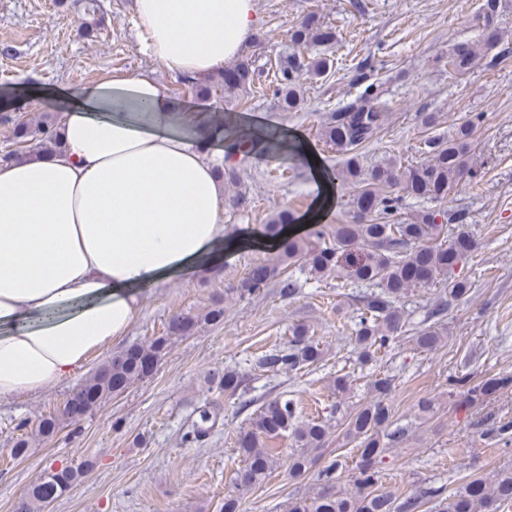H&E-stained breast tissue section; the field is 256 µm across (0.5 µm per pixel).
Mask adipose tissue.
<instances>
[{"mask_svg":"<svg viewBox=\"0 0 512 512\" xmlns=\"http://www.w3.org/2000/svg\"><path fill=\"white\" fill-rule=\"evenodd\" d=\"M144 49L200 75L233 59L254 0H134ZM61 151L0 162V401L44 393L130 327L142 294L220 264L224 193L202 115L152 73L64 97Z\"/></svg>","mask_w":512,"mask_h":512,"instance_id":"1","label":"adipose tissue"}]
</instances>
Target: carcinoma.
I'll list each match as a JSON object with an SVG mask.
<instances>
[{
  "mask_svg": "<svg viewBox=\"0 0 512 512\" xmlns=\"http://www.w3.org/2000/svg\"><path fill=\"white\" fill-rule=\"evenodd\" d=\"M287 37L285 54L277 61L270 82L273 96L284 112L297 109L303 102V79L318 76L327 68L324 60L306 61L303 51L312 45L333 44L336 30L309 13L288 30ZM476 56L472 44L455 46L448 56V73L467 74ZM257 74L255 61L246 55L232 66L196 82L195 86L200 93L219 92L224 95V101L232 102L254 84ZM357 80L366 83L363 91L350 103L329 113L320 129L323 143L347 156L336 180L351 192L353 219L346 224L312 223L302 236L289 231L295 222L292 212L280 210L269 215L262 231L268 240V257L250 263L244 276L224 289V296L216 298L207 313H176L168 320L163 335L148 344L132 345L100 364L73 391L80 407L60 408L41 418L37 425L40 436L53 438L63 422L77 424L101 403L150 377L172 345L195 335L203 323L223 320V298L248 299L275 281L281 295H293L298 282L293 276L285 275V271L299 261L302 270L315 279L334 274L349 284L370 289L362 297V307L357 309L351 333L358 359L365 365L376 360L378 354L399 338L404 327L399 303L408 290L437 286L451 300L469 294L470 282L453 275V271L476 250L470 232L463 225L452 223L448 212L440 208L423 210L409 222H396L393 216L406 196L442 202L462 178L477 179L471 141L474 122L461 123L446 140L437 136L421 140L419 152L426 159L420 164L404 167L389 158L368 168L362 163L361 150L381 130L385 113L377 106L380 85L367 82L363 71ZM14 135L21 142L35 139L37 144L32 150L4 156L6 160L33 159L61 148L58 124L50 114L43 116L34 129L25 123L17 124ZM224 136L239 152L295 154L287 144L288 136L279 127L256 125L252 132L243 134L238 118L230 113L225 114ZM442 336L443 331L438 327L425 326L411 336V341L418 349L432 351L441 346ZM321 357L320 343L310 335L309 328L296 325L291 330L288 346L256 358L252 368L290 374L315 364ZM210 384L212 390L231 399L245 388V377L235 369L215 371ZM509 388H512L509 373L477 379L471 373L459 372L449 379L448 396L459 397L456 407L468 409ZM391 391V377H376L370 383L369 395L343 420L344 441L354 445L359 453L358 462L346 476L350 489L337 485L335 473L342 463L333 460L322 469L313 494L288 501V512H417L423 499L440 495V490L434 488L397 494L381 483L384 458L400 439L397 431L381 436L392 417ZM215 418V413L202 409L199 421L182 435V444L190 447L201 444L215 425ZM283 435L291 437L296 444L288 456L292 476H304L324 458L326 426L314 419L298 421L294 401L285 394L276 396L264 402L249 426L240 429L237 435L244 466L234 472L232 483L240 494H246L271 476L280 450L265 447L263 439ZM75 479L76 472L71 469L47 474L30 489L23 502V512H42ZM511 503L512 467L505 466L490 478L477 477L462 484L439 507L440 512H500L502 505Z\"/></svg>",
  "mask_w": 512,
  "mask_h": 512,
  "instance_id": "1",
  "label": "carcinoma"
}]
</instances>
